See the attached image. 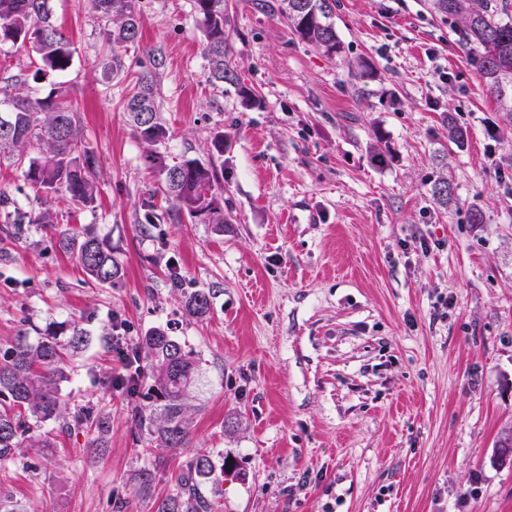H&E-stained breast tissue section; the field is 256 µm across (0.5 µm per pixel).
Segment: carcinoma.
Instances as JSON below:
<instances>
[{
	"label": "carcinoma",
	"mask_w": 512,
	"mask_h": 512,
	"mask_svg": "<svg viewBox=\"0 0 512 512\" xmlns=\"http://www.w3.org/2000/svg\"><path fill=\"white\" fill-rule=\"evenodd\" d=\"M51 0H0V42L28 43L39 56L43 70L67 72L73 63L70 40L53 22ZM93 11L109 28L115 45L135 42L139 18L135 0H91ZM335 0H280L279 13L301 40L329 57L342 51L331 22ZM432 8L462 32L467 59L487 87L501 99L512 91V0H432ZM193 10L206 38L207 78L213 83L232 80L224 63V0H193ZM154 69L142 72L125 110L135 139L146 145L143 162L153 171L159 189L176 209L192 219L205 213L210 224L224 223L220 196L224 185L216 161L204 163L186 158L173 161L162 147L170 132L159 122L155 108L157 69L163 60L153 59ZM6 154L22 169L32 190L42 193L64 190L70 202L81 208L95 202L96 159L89 150L77 110L63 93L36 97L25 92V83L0 85V156ZM59 247L76 255L94 282L113 285L121 267L112 249L87 232L63 231ZM209 294L196 291L185 303L186 313L205 316ZM85 344L75 330L61 336L54 329L34 343L21 341L0 349V461L22 448H49L48 434L35 429L48 421L61 428L80 429L97 446L109 431V417L92 407L71 410L62 399L67 357ZM126 373L115 385L126 396L129 414L151 449L172 452L185 447L190 430L189 389L199 358L162 329L149 331L128 348ZM240 475L228 459L216 465L210 454L197 453L175 477L172 494L161 500L157 512H220L203 484L218 486L224 476Z\"/></svg>",
	"instance_id": "1"
}]
</instances>
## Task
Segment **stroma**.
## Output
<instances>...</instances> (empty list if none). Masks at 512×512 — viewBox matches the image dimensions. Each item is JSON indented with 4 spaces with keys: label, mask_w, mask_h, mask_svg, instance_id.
<instances>
[{
    "label": "stroma",
    "mask_w": 512,
    "mask_h": 512,
    "mask_svg": "<svg viewBox=\"0 0 512 512\" xmlns=\"http://www.w3.org/2000/svg\"><path fill=\"white\" fill-rule=\"evenodd\" d=\"M430 3L336 0L344 51L331 58L277 0H224L235 78L218 86L192 0H136L139 37L118 48L90 0H52L76 50L62 76L0 44V84L64 86L98 187L79 209L0 161V193L26 215L0 209V347L74 321L88 341L61 390L111 422L101 448L44 423L53 447L0 462L12 512H156L200 451L245 472L214 489L223 512H512V465L496 460L512 428V107ZM157 56L170 157L208 161L224 136L223 227L180 213L142 163L125 99ZM452 119L463 146L448 142ZM68 229L111 247L115 285L59 249ZM197 290L210 294L202 318L184 310ZM155 328L201 359L187 446L160 468L104 385L125 372L112 337Z\"/></svg>",
    "instance_id": "obj_1"
}]
</instances>
